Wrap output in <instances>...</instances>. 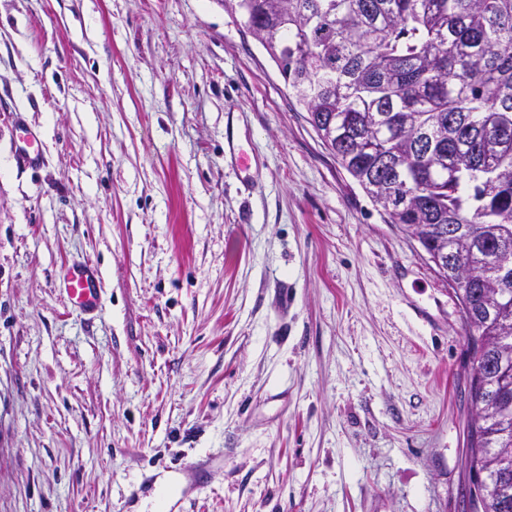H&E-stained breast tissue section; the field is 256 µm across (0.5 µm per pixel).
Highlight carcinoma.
Listing matches in <instances>:
<instances>
[{
  "label": "carcinoma",
  "mask_w": 512,
  "mask_h": 512,
  "mask_svg": "<svg viewBox=\"0 0 512 512\" xmlns=\"http://www.w3.org/2000/svg\"><path fill=\"white\" fill-rule=\"evenodd\" d=\"M373 203L456 259L474 512H512V0H234Z\"/></svg>",
  "instance_id": "obj_1"
}]
</instances>
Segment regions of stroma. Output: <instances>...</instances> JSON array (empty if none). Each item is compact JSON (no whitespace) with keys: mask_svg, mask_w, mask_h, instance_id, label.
Instances as JSON below:
<instances>
[{"mask_svg":"<svg viewBox=\"0 0 512 512\" xmlns=\"http://www.w3.org/2000/svg\"><path fill=\"white\" fill-rule=\"evenodd\" d=\"M470 373L222 0H0V512H470ZM15 128L18 132L17 158L24 164L35 166L42 159L41 140L36 131L29 128L20 118L15 117ZM97 269L87 260H73L62 270L60 287L63 288L71 303L88 311L98 305Z\"/></svg>","mask_w":512,"mask_h":512,"instance_id":"1","label":"stroma"}]
</instances>
